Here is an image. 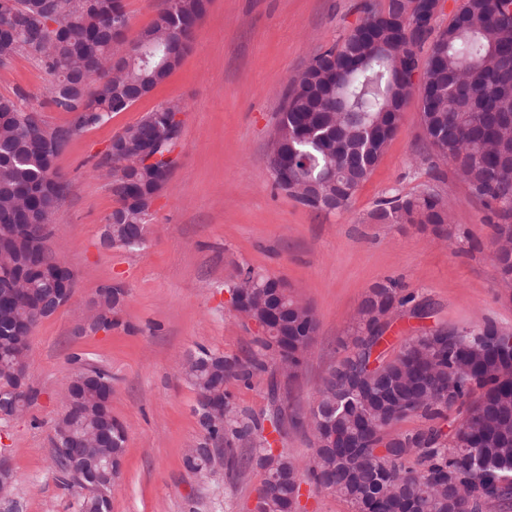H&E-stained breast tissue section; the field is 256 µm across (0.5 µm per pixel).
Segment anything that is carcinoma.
Returning a JSON list of instances; mask_svg holds the SVG:
<instances>
[{
	"instance_id": "1",
	"label": "carcinoma",
	"mask_w": 512,
	"mask_h": 512,
	"mask_svg": "<svg viewBox=\"0 0 512 512\" xmlns=\"http://www.w3.org/2000/svg\"><path fill=\"white\" fill-rule=\"evenodd\" d=\"M15 12L0 11V66L26 54L38 59L53 80L50 100L74 114L66 126L52 128L37 113L11 98L0 97V251L33 256L12 275L21 292L0 294V410L30 403L29 389L17 390L11 370L20 344L31 347L38 321L36 302L75 285L73 271L48 252L49 225L39 222L56 210L68 184L55 169L69 142L90 127L124 112L154 91L176 71L189 49L193 31L206 13L204 0H161L151 24L123 47L119 28L129 18L123 0H20ZM411 0H386L366 8L363 21L375 23L386 12L408 13ZM437 63L427 66L421 125L436 157L450 164L494 218L496 241L512 238V0H461L448 25L427 27L419 35L375 49L354 29L344 41L317 53L299 88L287 94L277 123L279 152L288 175L278 188L312 210L321 207L307 196L306 185L338 198L336 209L350 201L372 174L397 132L394 110L411 98L409 84L394 85L402 51L420 55L424 45ZM175 102L159 106L113 137L102 163L112 168L117 206L106 218L108 247L142 248L147 241L154 198L163 191L160 168L174 160L124 165L140 141L151 140L156 152L173 153L180 131L173 130ZM376 219L386 224H428L450 235L448 206L429 192L400 197ZM498 282L512 288V254L493 250ZM280 280L259 275L258 294L269 296L282 324L254 338L256 351L242 361L204 347L190 355L194 366L184 374L197 394V409L212 394L226 399L220 430L200 424L196 443L225 444L228 464L240 444L253 445V458L273 452L279 425L264 432L266 415L240 410L224 390L229 379L246 385L274 372L276 361L303 365L317 331L312 308L295 298L278 297ZM116 286L97 293L84 317L112 330L118 324ZM396 299L412 314L430 308L403 295L396 284H377L358 306L349 353L324 378L310 420L336 434V447L312 448L306 471L283 452L288 472L266 477L269 512H291L294 484L308 477L317 489L345 501L353 512H497L512 509V329L485 321L448 331L436 328L411 336L391 359L377 353L384 328L370 327L380 305ZM112 394V375L83 368L72 378L67 396L82 412L55 425L53 447L60 481L78 488L77 512H110L112 471L98 473V484L83 490L80 475L64 460L81 450L82 438L99 426L101 401ZM465 409L451 432L448 413ZM417 416L427 425L384 442L396 423ZM106 451L123 455L126 435L112 421Z\"/></svg>"
}]
</instances>
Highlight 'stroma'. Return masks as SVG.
Listing matches in <instances>:
<instances>
[{"instance_id":"obj_1","label":"stroma","mask_w":512,"mask_h":512,"mask_svg":"<svg viewBox=\"0 0 512 512\" xmlns=\"http://www.w3.org/2000/svg\"><path fill=\"white\" fill-rule=\"evenodd\" d=\"M385 0H212L181 66L150 96L74 138L57 160L70 188L52 218L51 255L76 275L71 300L32 330L27 383L35 393L18 416L0 420V461L14 474L19 512H75L59 474L52 438L69 380L85 363L112 376V416L126 431L111 512H248L263 478L246 471L190 470L186 448L201 436L197 395L182 364L198 347L246 359L258 330L226 294L239 269L281 279L314 310L318 330L297 376L263 374L224 387L240 409L263 415L271 393L283 407L282 446L304 462L312 453L310 410L329 369L346 354L352 318L365 292L395 282L430 303L425 320L397 314L384 356L432 328L486 319L512 327V291L500 288L491 260L495 230L487 210L453 168L437 159L417 101L348 208L302 207L277 190L269 134L293 78L318 52L340 43ZM50 75L21 55L0 67V95L22 98L49 126L72 115L50 102ZM184 110L171 178L152 209L138 251L106 248L100 235L116 206L96 164L112 138L158 105ZM430 191L453 208L450 237L415 224H381L374 212L398 196ZM122 285L119 324L75 334L99 288Z\"/></svg>"}]
</instances>
